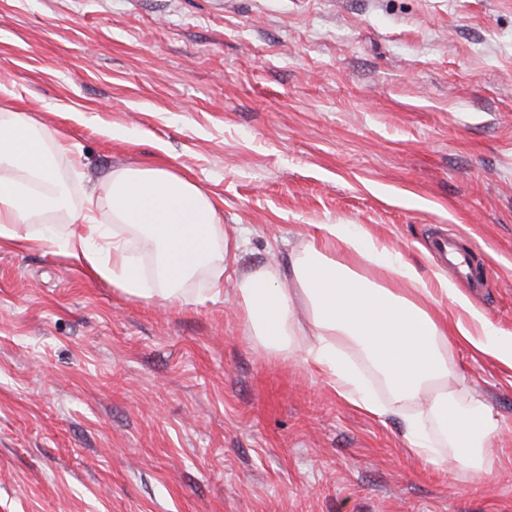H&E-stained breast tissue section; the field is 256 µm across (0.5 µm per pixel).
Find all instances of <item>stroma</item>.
I'll use <instances>...</instances> for the list:
<instances>
[{
	"label": "stroma",
	"mask_w": 512,
	"mask_h": 512,
	"mask_svg": "<svg viewBox=\"0 0 512 512\" xmlns=\"http://www.w3.org/2000/svg\"><path fill=\"white\" fill-rule=\"evenodd\" d=\"M0 84L73 143L71 204L172 168L220 204L240 271L347 224L427 276L443 224L512 334V0H0ZM207 286L136 300L0 246V512H512V369L451 352L501 425L478 481L441 428L423 462L398 417L266 357L233 280Z\"/></svg>",
	"instance_id": "1"
}]
</instances>
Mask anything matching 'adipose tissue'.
<instances>
[{"mask_svg":"<svg viewBox=\"0 0 512 512\" xmlns=\"http://www.w3.org/2000/svg\"><path fill=\"white\" fill-rule=\"evenodd\" d=\"M64 139L37 129L20 114L0 120V245L38 250L55 244L85 268L132 298L178 300L196 275L210 292H224L228 244L219 204L195 183L163 166H123L110 178L111 224L98 199L71 205L52 165ZM65 212L66 236L32 230V223ZM131 228L153 253L143 272L129 252ZM289 272L267 265L238 279L246 330L274 356L291 358L326 377L346 402L382 417L398 415L409 452L436 462L427 421L446 429L452 457L475 477L494 466L491 442L500 431L492 409L469 391L450 358L466 346L512 369V340H504L442 273L423 278L365 229L325 224ZM356 352L389 392L388 401L364 388L348 354Z\"/></svg>","mask_w":512,"mask_h":512,"instance_id":"ef3b65f1","label":"adipose tissue"}]
</instances>
